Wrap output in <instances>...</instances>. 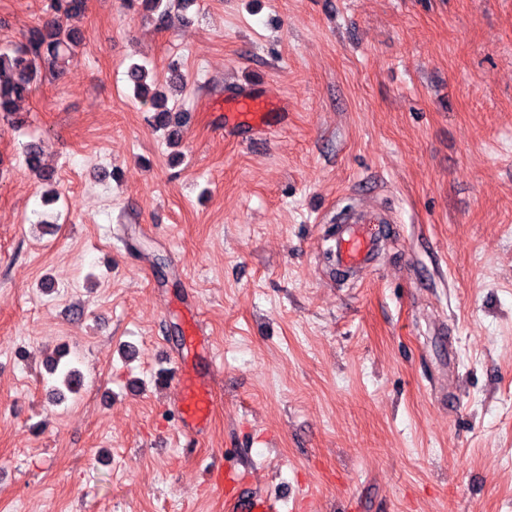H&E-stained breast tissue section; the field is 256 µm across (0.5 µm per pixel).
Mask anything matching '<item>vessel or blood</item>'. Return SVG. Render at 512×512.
I'll return each mask as SVG.
<instances>
[{"mask_svg": "<svg viewBox=\"0 0 512 512\" xmlns=\"http://www.w3.org/2000/svg\"><path fill=\"white\" fill-rule=\"evenodd\" d=\"M287 109L286 98L272 95L260 84L237 87L224 99V135L244 144L252 143L256 131L280 128ZM368 219V214L361 211L342 216L345 230L336 238L338 270L366 266L377 252V239L365 229ZM182 349L186 358L177 366L174 383L180 393V430L186 446L190 447L210 426L213 398L209 376L197 364L202 360L213 361L214 354L209 341L195 333L184 338ZM210 480L224 495L225 512H280L279 498L247 483L237 470H213Z\"/></svg>", "mask_w": 512, "mask_h": 512, "instance_id": "vessel-or-blood-1", "label": "vessel or blood"}]
</instances>
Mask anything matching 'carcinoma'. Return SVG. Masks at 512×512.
I'll return each mask as SVG.
<instances>
[{
	"label": "carcinoma",
	"mask_w": 512,
	"mask_h": 512,
	"mask_svg": "<svg viewBox=\"0 0 512 512\" xmlns=\"http://www.w3.org/2000/svg\"><path fill=\"white\" fill-rule=\"evenodd\" d=\"M84 0H45L46 21L33 28L28 37L11 47L0 48V113L13 111L16 103L30 95L36 81L45 75L58 76L72 59L80 45V36L64 26V21L82 12ZM149 70L134 64L127 72L137 98L149 100L154 109V126L164 128L172 120V112L156 96L146 98ZM50 373L54 376L55 391L65 387L78 390L81 372L59 358L51 360Z\"/></svg>",
	"instance_id": "1"
}]
</instances>
